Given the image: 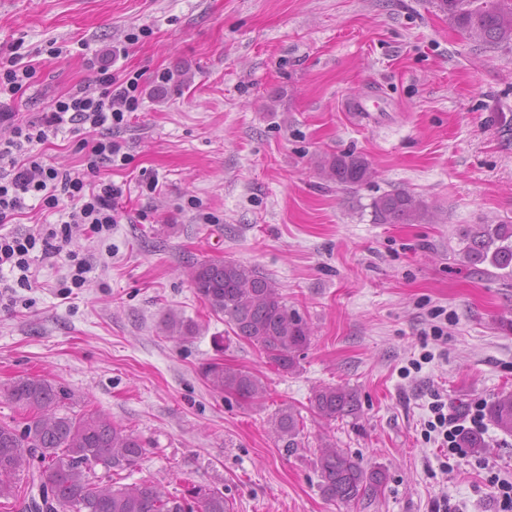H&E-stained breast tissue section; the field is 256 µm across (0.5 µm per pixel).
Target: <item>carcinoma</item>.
I'll return each mask as SVG.
<instances>
[{
	"label": "carcinoma",
	"instance_id": "cac0c4a2",
	"mask_svg": "<svg viewBox=\"0 0 512 512\" xmlns=\"http://www.w3.org/2000/svg\"><path fill=\"white\" fill-rule=\"evenodd\" d=\"M448 20L469 38L490 45L512 43V0H439ZM321 167L337 184L358 186L370 174L369 162L353 153L326 155ZM377 224H411L431 220L428 206L404 190L378 196L371 203ZM464 258L471 265L489 263L512 276V224H475L463 234ZM197 293L210 311L224 316L234 336L256 346L268 363L283 373L295 371L311 330L288 309L276 284L255 268L226 261L197 263L190 271ZM203 376L215 389L250 400L262 391L254 373L213 362ZM23 411V426L0 423V500L17 501L22 485L24 452L38 453L43 464L28 471V485L43 492V503L31 500L29 512H50L52 505L78 506L77 512H228L218 491L197 493L195 501L164 493L149 478L114 486L101 484L93 462L107 472H133L145 454L141 439L118 428L92 410L75 412L65 395L47 380L18 377L4 389ZM355 395L342 386H322L308 410L326 421L355 414ZM489 420L512 435V393L502 394L486 408ZM275 431L287 448H299L304 416L290 406L273 416ZM319 488L325 498L350 504L376 495L386 480L380 469L368 471L343 449L325 443L316 460Z\"/></svg>",
	"mask_w": 512,
	"mask_h": 512
}]
</instances>
